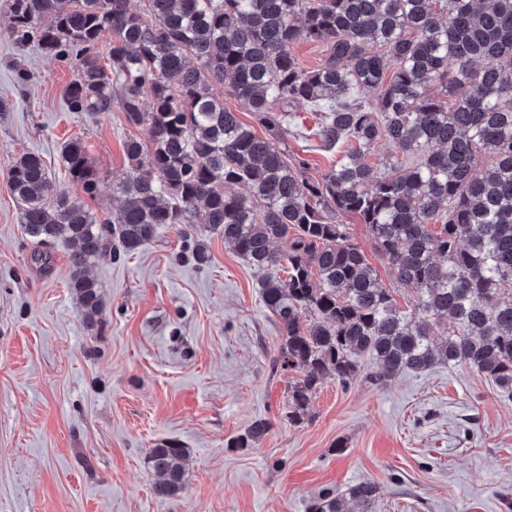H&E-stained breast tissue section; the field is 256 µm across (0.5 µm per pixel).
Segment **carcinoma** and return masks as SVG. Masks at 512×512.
<instances>
[{
    "label": "carcinoma",
    "mask_w": 512,
    "mask_h": 512,
    "mask_svg": "<svg viewBox=\"0 0 512 512\" xmlns=\"http://www.w3.org/2000/svg\"><path fill=\"white\" fill-rule=\"evenodd\" d=\"M8 10L17 47L76 68L68 111L117 103L127 123L149 130V148L125 145L127 167L112 183L123 202L110 219L56 193L36 153L5 167L33 262L48 269L53 246L70 247L69 288L88 325L103 310L88 275L96 261L201 215L260 274L264 306L285 333L276 365L299 375L288 381L289 424L304 422L325 378H357L364 356L376 385L466 365L512 401V0H145L141 12L129 0H10ZM302 40L327 43L322 66H300ZM217 83L268 138L224 107ZM292 106L320 113L325 148L345 147L319 180L275 143ZM382 141L388 173L369 161ZM60 158L94 194L83 143H65ZM482 158L490 163L479 171ZM343 215L366 225L395 281L414 290L405 305ZM268 430L257 421L232 445L249 448ZM187 453L172 441L150 449L156 496L185 488ZM376 494L366 481L349 497L363 505ZM310 512H343L342 498L321 496Z\"/></svg>",
    "instance_id": "carcinoma-1"
}]
</instances>
